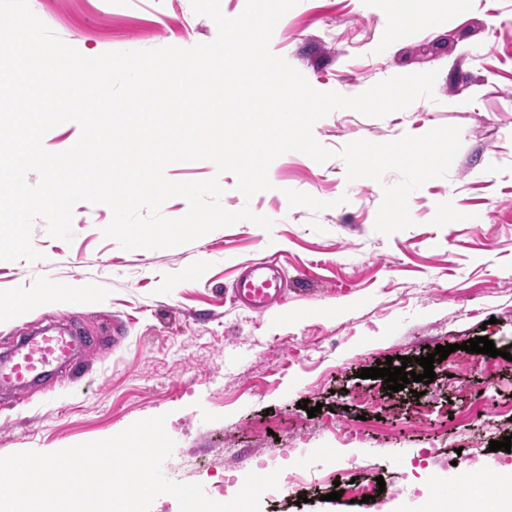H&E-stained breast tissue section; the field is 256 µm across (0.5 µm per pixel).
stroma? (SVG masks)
Returning a JSON list of instances; mask_svg holds the SVG:
<instances>
[{
	"mask_svg": "<svg viewBox=\"0 0 512 512\" xmlns=\"http://www.w3.org/2000/svg\"><path fill=\"white\" fill-rule=\"evenodd\" d=\"M65 43L88 57L105 52L189 48L217 28L194 15L191 0H29ZM433 26L395 30L390 0H299L270 40L319 91L355 96L396 75L437 71L433 98L372 118L350 109L318 120L313 134L336 156L317 163L290 151L270 165L271 190L244 198L233 173L207 160L177 162L173 181L218 178L221 203L272 219L249 221L159 250H124L105 238L104 204L77 203L73 240L53 238L44 220L32 230L41 260L0 261V352L38 327L70 320L97 344L74 381L58 372L43 387L0 393V457L51 453L114 436L136 421L166 415L175 453L192 467L182 480L241 490L267 458L310 475L298 495L262 498L261 512H372L327 498L354 468L416 487L448 475L452 461L492 473L512 468V452L489 444L512 435V0H428ZM194 15L192 34H178ZM461 128L462 148L447 177L409 198L413 226L385 236L374 223L383 182L346 179L337 152L366 139L384 143L434 127ZM262 257L288 276L285 311L255 314L234 306L228 290L238 270ZM56 289L45 304L10 312L21 294ZM126 328L121 343L107 333ZM488 336L499 357L460 350ZM455 345L435 364L432 383L393 392L362 369L396 355L408 370L429 347ZM432 416L410 420L424 398ZM321 403L316 417L298 401ZM360 428L344 447L335 429ZM437 449L427 468L420 449ZM304 503H297V496Z\"/></svg>",
	"mask_w": 512,
	"mask_h": 512,
	"instance_id": "stroma-1",
	"label": "stroma"
}]
</instances>
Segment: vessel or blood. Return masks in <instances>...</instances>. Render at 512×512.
<instances>
[{
	"label": "vessel or blood",
	"instance_id": "obj_1",
	"mask_svg": "<svg viewBox=\"0 0 512 512\" xmlns=\"http://www.w3.org/2000/svg\"><path fill=\"white\" fill-rule=\"evenodd\" d=\"M287 292V278L266 259L241 267L232 286L237 304L260 313L280 305ZM91 343V337L77 339L66 330L55 336L29 337L0 356V387L17 392L42 384L59 365L78 368L82 347Z\"/></svg>",
	"mask_w": 512,
	"mask_h": 512
}]
</instances>
